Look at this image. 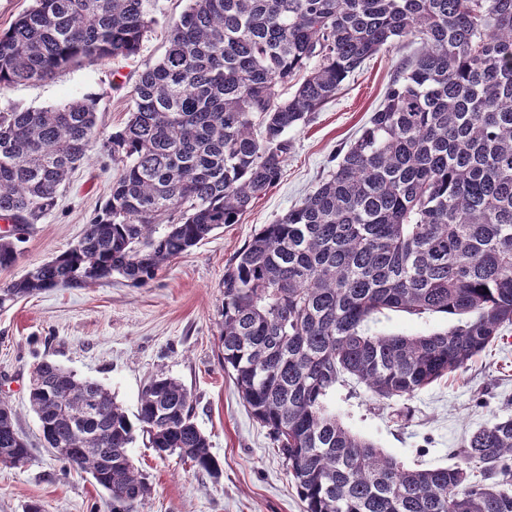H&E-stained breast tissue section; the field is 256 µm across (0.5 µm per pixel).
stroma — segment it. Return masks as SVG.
Instances as JSON below:
<instances>
[{
    "label": "stroma",
    "mask_w": 512,
    "mask_h": 512,
    "mask_svg": "<svg viewBox=\"0 0 512 512\" xmlns=\"http://www.w3.org/2000/svg\"><path fill=\"white\" fill-rule=\"evenodd\" d=\"M186 6L187 0H150L155 23L136 56L67 66L53 79L14 85L0 98V111L90 96L102 136L122 129L139 68L161 57L171 25ZM414 50L410 41H397L367 60L307 125L289 132L292 149L280 180L239 222L216 229L148 284L134 286L115 275L86 286L45 290L0 310V398L15 409L17 427L31 450L23 464L0 465V512H29L33 505L41 512L111 510L110 495L89 474L42 444L28 389L34 367L43 360L105 385L130 414L155 375L174 377L190 392L194 420L210 441L219 472L192 467L175 454L159 456L146 439H137L129 455L151 495L132 512H305L287 463L224 369L218 324L224 267L261 225L315 190L333 169L337 150L368 124L396 69ZM117 172L110 157L93 148L70 174L55 208L20 243L17 264L0 270V286L77 244ZM456 322L442 313L388 311L366 328L372 334L417 336ZM330 406L352 433L406 466L454 464L452 452L465 436L512 415V328L466 369L413 396L379 402L351 379L332 393Z\"/></svg>",
    "instance_id": "obj_1"
}]
</instances>
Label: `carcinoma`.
<instances>
[{
	"instance_id": "obj_1",
	"label": "carcinoma",
	"mask_w": 512,
	"mask_h": 512,
	"mask_svg": "<svg viewBox=\"0 0 512 512\" xmlns=\"http://www.w3.org/2000/svg\"><path fill=\"white\" fill-rule=\"evenodd\" d=\"M149 0H34L0 32V96L71 64L138 53ZM421 51L336 169L263 224L224 268V368L288 463L306 512H512V418L468 435L451 467L411 469L343 426L328 398L347 376L378 401L465 369L512 326V0H191L163 56L100 140L96 102L0 112V269L54 209L96 144L119 172L76 245L0 287V308L119 275L152 280L280 178L288 131L369 57ZM383 310L458 317L422 336L368 335ZM29 404L46 447L129 512L151 488L128 448L217 471L191 394L159 375L129 417L112 392L51 361ZM29 448L0 399V464Z\"/></svg>"
}]
</instances>
